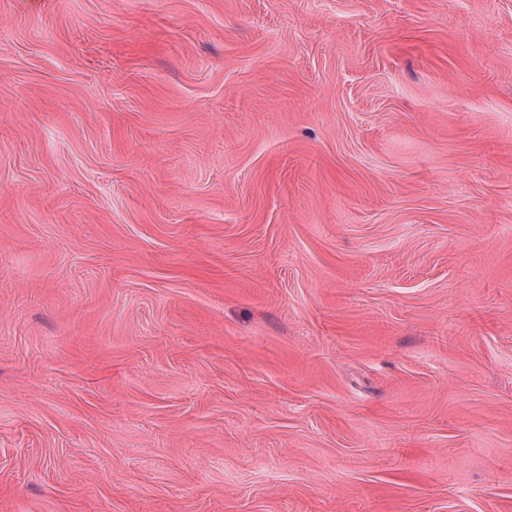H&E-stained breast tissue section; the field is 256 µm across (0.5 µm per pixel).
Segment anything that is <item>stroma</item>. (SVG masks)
<instances>
[{
	"label": "stroma",
	"mask_w": 512,
	"mask_h": 512,
	"mask_svg": "<svg viewBox=\"0 0 512 512\" xmlns=\"http://www.w3.org/2000/svg\"><path fill=\"white\" fill-rule=\"evenodd\" d=\"M0 512H512V0H0Z\"/></svg>",
	"instance_id": "35a3bbf8"
}]
</instances>
